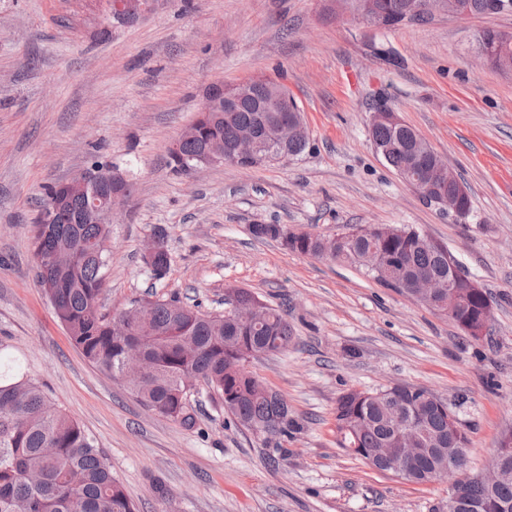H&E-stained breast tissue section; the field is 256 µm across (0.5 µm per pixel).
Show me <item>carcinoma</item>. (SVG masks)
Masks as SVG:
<instances>
[{"instance_id": "cac0c4a2", "label": "carcinoma", "mask_w": 512, "mask_h": 512, "mask_svg": "<svg viewBox=\"0 0 512 512\" xmlns=\"http://www.w3.org/2000/svg\"><path fill=\"white\" fill-rule=\"evenodd\" d=\"M385 20L384 28L403 24L406 0H374ZM500 30H483L477 42L491 50V64L501 67L500 58L512 57V41L499 40ZM284 95L281 111L265 112L264 99L272 91L261 89L252 101L224 105L222 112H198L195 123L199 137L184 141L170 151L174 171L185 174L201 156L209 140L224 141L232 150L239 135L253 129L264 136L283 118L301 123L303 116L296 99L281 86ZM374 143L387 148L386 163L396 174L412 171L418 177L429 158V142L413 127L401 123H382L370 127ZM308 136L288 141L285 147L269 146L249 165L301 155ZM82 201L72 199L68 209L49 226L34 224L32 248L38 282L49 299L54 314L66 328L71 343L101 372L118 377L122 371L125 341H137L155 363V369L142 388H132L144 407L166 418L190 425L187 395L182 393V378L189 372L199 375L224 401V409L243 427L270 437H286L296 429L288 403L252 374L244 363L262 355L288 350L292 329L275 308L262 305V318L249 328L239 326L224 315H213L199 306L182 305L176 300L150 302L149 319L156 335L122 338L112 334V317L103 313L100 295L108 253L86 247L92 241L111 235L108 224H77L75 215ZM250 232L259 240H275L302 255L361 264L365 252L378 255L377 269L368 271L375 280L400 292L419 273L448 278V246L437 240L418 244L420 232L413 228L383 226L358 227L332 237L333 251L326 255L324 238L295 234L285 224H253ZM75 250L77 260L67 268L48 266L40 259L48 253ZM466 308L456 322L469 337L480 338L491 319L484 311L491 308L484 288L465 289ZM248 290L231 288L224 304L256 303ZM410 420L421 430L431 451L411 467L405 480L432 482L446 464L443 448H466L467 433L452 429L454 413L441 399H424V390L398 384L388 396L379 391L362 396L353 391L336 403V432L340 445L367 459L373 448L398 444L394 425L399 415L410 408ZM472 512H512V478L496 487L472 483L468 488ZM25 507L29 512H135L124 487L112 475L111 466L94 440L79 423L59 410L42 387L29 378L13 360H0V512Z\"/></svg>"}]
</instances>
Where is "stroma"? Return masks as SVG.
<instances>
[{
    "mask_svg": "<svg viewBox=\"0 0 512 512\" xmlns=\"http://www.w3.org/2000/svg\"><path fill=\"white\" fill-rule=\"evenodd\" d=\"M334 0H0V355L14 359L101 448L136 512H448L446 481L417 485L341 448L338 398L393 384L455 411L479 471L512 429V71L477 56L512 13L441 15L394 29L337 18ZM266 77L299 102L309 145L259 167L191 177L169 149L208 88ZM386 105L448 161L472 201L438 212L387 165L369 134ZM132 185L112 225L103 312L177 298L224 310L244 288L278 308L288 350L246 368L287 401L300 428L244 429L204 383L191 426L142 406L70 342L40 288L31 248L46 185L92 156ZM254 224L332 237L384 224L448 246L484 288L480 339L361 267L259 241ZM163 233L164 278L144 259Z\"/></svg>",
    "mask_w": 512,
    "mask_h": 512,
    "instance_id": "1",
    "label": "stroma"
}]
</instances>
